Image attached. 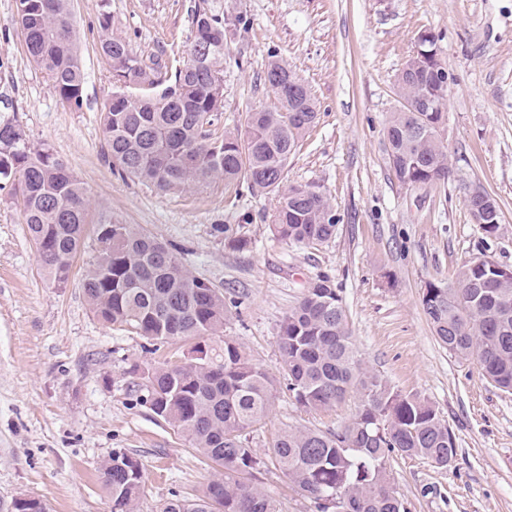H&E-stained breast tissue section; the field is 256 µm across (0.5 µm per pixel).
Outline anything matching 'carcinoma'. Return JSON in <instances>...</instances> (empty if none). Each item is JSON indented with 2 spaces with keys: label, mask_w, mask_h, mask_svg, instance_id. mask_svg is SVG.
Here are the masks:
<instances>
[{
  "label": "carcinoma",
  "mask_w": 512,
  "mask_h": 512,
  "mask_svg": "<svg viewBox=\"0 0 512 512\" xmlns=\"http://www.w3.org/2000/svg\"><path fill=\"white\" fill-rule=\"evenodd\" d=\"M16 23L27 53L73 109L83 104L84 75L78 62L71 0H16ZM245 24L212 0L193 10L190 57L165 76L129 44L112 35L110 16L100 20V49L116 81L139 90L110 104L101 115L112 164L161 192L216 181L244 182L252 192L278 198L271 227L283 241L318 247L336 235V217L323 193L285 187L288 163L318 120L317 101L299 75L279 59L269 61L264 81L279 107L245 113L241 129H212L223 100L224 45L228 28ZM436 41L419 37L409 58L417 70L398 79L405 100L448 101V86L434 69ZM299 95L278 90L285 78ZM444 112L391 113L388 156L398 181L420 186L450 174L448 146L440 138ZM18 177L24 223L42 248V270L67 286L71 259L86 224L85 190L48 147L34 148L15 125H0V180ZM98 255L81 282L92 313L151 344L192 341L191 356L164 360L142 373L141 402L214 467L203 492L167 501L160 512H283L282 504L253 476L267 463L316 512H405L390 482V458L423 457L438 468L456 456L454 436L427 401L390 387L367 371L352 340L346 310L329 278L312 281L283 318L278 335L280 369L295 401L308 409H332L359 397L353 417L323 432L287 429L269 459L249 446V430L271 405L273 378L223 336L228 310L224 294L206 287L177 255L135 224H101ZM488 265H465L446 286L428 283L423 310L448 351L477 362L495 386L512 393V279L496 280ZM224 337L206 349L198 340ZM112 512H138L146 470L140 459L113 450L101 464Z\"/></svg>",
  "instance_id": "1"
}]
</instances>
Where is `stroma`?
I'll list each match as a JSON object with an SVG mask.
<instances>
[{"mask_svg":"<svg viewBox=\"0 0 512 512\" xmlns=\"http://www.w3.org/2000/svg\"><path fill=\"white\" fill-rule=\"evenodd\" d=\"M246 24L224 50V107L217 133L244 112L272 109L264 83L271 58L285 60L320 107L291 159L287 185L322 192L337 220L334 239L304 247L277 239L274 198L242 183L213 182L159 194L121 175L107 155L101 114L118 92L99 48V20L145 62L175 69L188 59L195 0H71L83 105L66 107L28 58L0 0V124L50 148L86 190L88 224L67 287L44 275L22 219L16 180L0 182V500L37 499L47 512H112L99 472L112 450L146 468L140 512L200 494L210 469L149 406L138 372L179 358L190 343L153 350L99 321L80 282L95 260L100 224H137L175 250L194 275L221 289L233 309L224 333L277 382L270 412L250 446L268 457L276 436L296 427L333 430L352 416L349 399L329 411L301 407L279 377L280 322L319 275L346 310L364 365L394 389L431 403L455 438L439 469L394 456L391 482L406 512H512V394L475 361L449 353L422 306L427 283L448 284L472 261L512 266V0H225ZM437 38L449 75L443 136L448 180L408 188L395 177L386 126L398 106L397 73L420 32ZM498 201L502 224L489 236L473 224L465 184ZM227 225V234L216 225ZM245 240L237 249L231 239Z\"/></svg>","mask_w":512,"mask_h":512,"instance_id":"1","label":"stroma"}]
</instances>
